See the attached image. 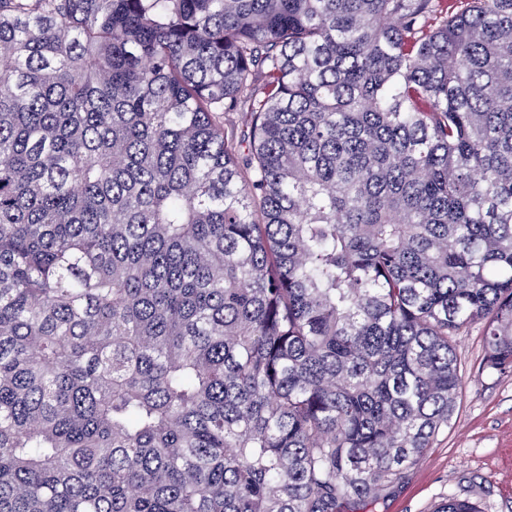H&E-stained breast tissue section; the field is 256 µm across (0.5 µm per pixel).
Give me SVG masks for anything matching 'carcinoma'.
Wrapping results in <instances>:
<instances>
[{"label": "carcinoma", "mask_w": 512, "mask_h": 512, "mask_svg": "<svg viewBox=\"0 0 512 512\" xmlns=\"http://www.w3.org/2000/svg\"><path fill=\"white\" fill-rule=\"evenodd\" d=\"M472 325L512 375V0H0V512H364Z\"/></svg>", "instance_id": "cac0c4a2"}]
</instances>
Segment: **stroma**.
I'll return each mask as SVG.
<instances>
[{
  "mask_svg": "<svg viewBox=\"0 0 512 512\" xmlns=\"http://www.w3.org/2000/svg\"><path fill=\"white\" fill-rule=\"evenodd\" d=\"M463 396L451 426L373 504V512H434L444 499L466 497L483 512H512V376L484 372L481 330L457 340Z\"/></svg>",
  "mask_w": 512,
  "mask_h": 512,
  "instance_id": "stroma-1",
  "label": "stroma"
}]
</instances>
